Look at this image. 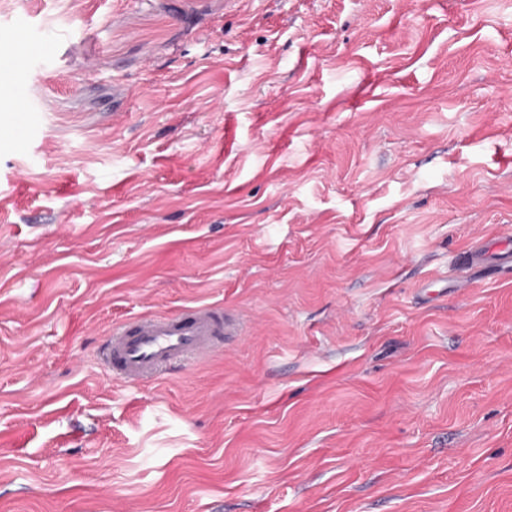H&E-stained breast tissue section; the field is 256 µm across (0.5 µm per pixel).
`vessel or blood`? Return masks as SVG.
I'll list each match as a JSON object with an SVG mask.
<instances>
[{"mask_svg": "<svg viewBox=\"0 0 512 512\" xmlns=\"http://www.w3.org/2000/svg\"><path fill=\"white\" fill-rule=\"evenodd\" d=\"M239 333L238 318L217 306L143 315L113 328L104 363L123 382L143 383L187 358L205 355L217 337Z\"/></svg>", "mask_w": 512, "mask_h": 512, "instance_id": "b4317fda", "label": "vessel or blood"}]
</instances>
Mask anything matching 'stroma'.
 <instances>
[{"label":"stroma","instance_id":"stroma-1","mask_svg":"<svg viewBox=\"0 0 512 512\" xmlns=\"http://www.w3.org/2000/svg\"><path fill=\"white\" fill-rule=\"evenodd\" d=\"M0 512H512V0H0ZM247 331L114 379L115 322Z\"/></svg>","mask_w":512,"mask_h":512}]
</instances>
